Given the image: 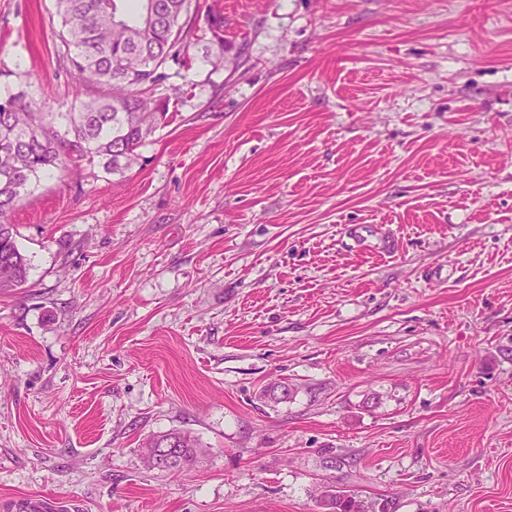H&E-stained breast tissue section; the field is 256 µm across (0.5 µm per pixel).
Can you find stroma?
Wrapping results in <instances>:
<instances>
[{
	"mask_svg": "<svg viewBox=\"0 0 512 512\" xmlns=\"http://www.w3.org/2000/svg\"><path fill=\"white\" fill-rule=\"evenodd\" d=\"M57 30L0 0V87L49 112ZM187 41L139 165L12 215L0 512H512V0H192ZM172 431L194 465L146 468ZM210 21L212 28L214 29L215 37L217 38L216 56L223 60L224 53L229 54V58L233 60L236 68L242 66L245 63V60L243 59V44L235 45V43L224 40V21L220 17L212 18ZM144 460L146 465L152 469L164 470H181L185 467H189L197 456L198 448L200 444L195 437L184 432H170L165 434L153 435L150 437L145 445ZM156 449L157 462H163L164 458L172 448V456L168 457L162 467L154 466L150 451ZM320 506L329 512H371L373 507L357 496L348 493H339L331 496L329 500H319ZM371 508V510H369Z\"/></svg>",
	"mask_w": 512,
	"mask_h": 512,
	"instance_id": "stroma-1",
	"label": "stroma"
}]
</instances>
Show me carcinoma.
Segmentation results:
<instances>
[{
	"label": "carcinoma",
	"mask_w": 512,
	"mask_h": 512,
	"mask_svg": "<svg viewBox=\"0 0 512 512\" xmlns=\"http://www.w3.org/2000/svg\"><path fill=\"white\" fill-rule=\"evenodd\" d=\"M191 0H140L130 12L125 0H55L63 62L83 88H106L95 96L76 95L64 112H47L25 92L0 91V290L27 282L28 259L15 241L11 217L41 181L64 177L72 163L123 173L139 163L138 149L169 122L170 97L148 90L169 79V62L187 48ZM216 56L245 63L244 47L224 40V21L211 19ZM150 451L170 448L160 470L190 466L200 444L184 432L150 437ZM327 512H371L367 502L339 493L320 502Z\"/></svg>",
	"instance_id": "obj_1"
}]
</instances>
